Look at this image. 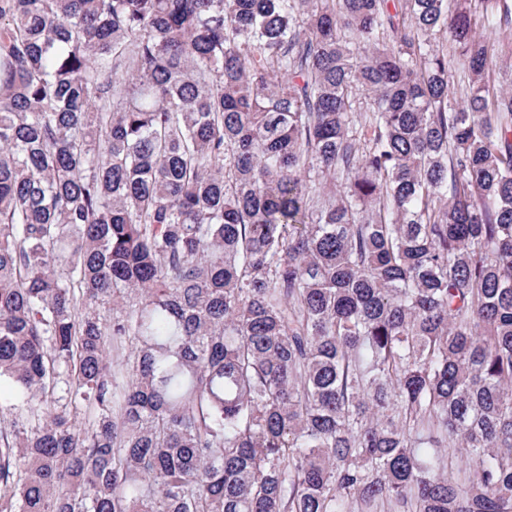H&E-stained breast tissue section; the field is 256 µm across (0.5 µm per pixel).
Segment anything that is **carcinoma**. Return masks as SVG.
<instances>
[{
	"instance_id": "obj_1",
	"label": "carcinoma",
	"mask_w": 512,
	"mask_h": 512,
	"mask_svg": "<svg viewBox=\"0 0 512 512\" xmlns=\"http://www.w3.org/2000/svg\"><path fill=\"white\" fill-rule=\"evenodd\" d=\"M505 54L512 0H0V512H512Z\"/></svg>"
}]
</instances>
